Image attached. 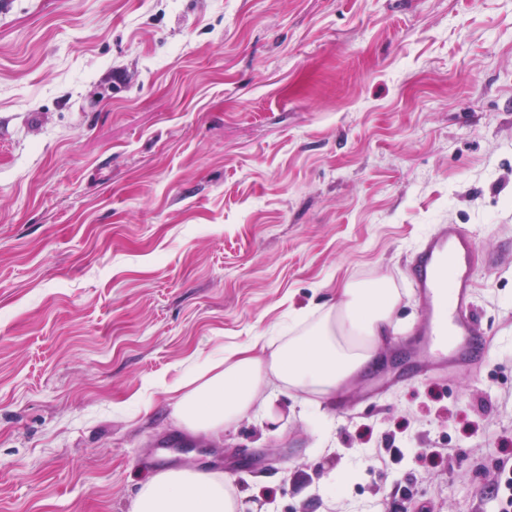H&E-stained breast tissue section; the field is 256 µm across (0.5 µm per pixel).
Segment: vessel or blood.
Masks as SVG:
<instances>
[{"instance_id":"obj_1","label":"vessel or blood","mask_w":512,"mask_h":512,"mask_svg":"<svg viewBox=\"0 0 512 512\" xmlns=\"http://www.w3.org/2000/svg\"><path fill=\"white\" fill-rule=\"evenodd\" d=\"M474 252V238L465 227L442 224L422 241L411 261L428 336L440 346L454 345L462 361L488 349L473 304Z\"/></svg>"}]
</instances>
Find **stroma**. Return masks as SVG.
<instances>
[{"label": "stroma", "mask_w": 512, "mask_h": 512, "mask_svg": "<svg viewBox=\"0 0 512 512\" xmlns=\"http://www.w3.org/2000/svg\"><path fill=\"white\" fill-rule=\"evenodd\" d=\"M441 224L490 347L412 379ZM379 277L403 359L345 412L191 435L152 389ZM505 466L512 0H0V512H133L163 467L240 512H495Z\"/></svg>", "instance_id": "1"}]
</instances>
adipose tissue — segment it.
<instances>
[{"label": "adipose tissue", "instance_id": "adipose-tissue-1", "mask_svg": "<svg viewBox=\"0 0 512 512\" xmlns=\"http://www.w3.org/2000/svg\"><path fill=\"white\" fill-rule=\"evenodd\" d=\"M400 301L387 279L349 282L339 305L303 331L280 337L276 347L258 336L244 348L218 349L204 365L163 383L176 424L193 433L221 434L273 386L334 398L394 333L392 314ZM231 487L225 475L164 470L139 488L134 512H238Z\"/></svg>", "mask_w": 512, "mask_h": 512}]
</instances>
